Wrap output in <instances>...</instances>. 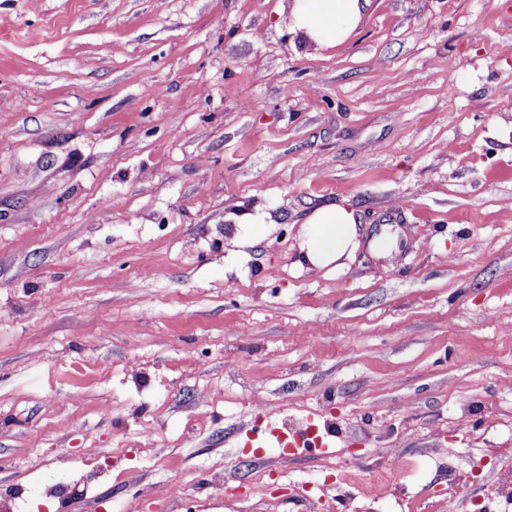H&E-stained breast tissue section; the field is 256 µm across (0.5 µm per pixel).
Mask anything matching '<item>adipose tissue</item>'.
Returning <instances> with one entry per match:
<instances>
[{
	"mask_svg": "<svg viewBox=\"0 0 512 512\" xmlns=\"http://www.w3.org/2000/svg\"><path fill=\"white\" fill-rule=\"evenodd\" d=\"M369 4L370 0H293L288 26L302 41L332 49L350 38ZM357 236L353 210L322 206L306 219L301 254L307 266L322 268L351 252Z\"/></svg>",
	"mask_w": 512,
	"mask_h": 512,
	"instance_id": "1",
	"label": "adipose tissue"
}]
</instances>
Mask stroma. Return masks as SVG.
Listing matches in <instances>:
<instances>
[{"instance_id":"1","label":"stroma","mask_w":512,"mask_h":512,"mask_svg":"<svg viewBox=\"0 0 512 512\" xmlns=\"http://www.w3.org/2000/svg\"><path fill=\"white\" fill-rule=\"evenodd\" d=\"M291 3L0 0L19 512H512V0H372L330 50ZM331 204L359 245L303 267Z\"/></svg>"}]
</instances>
